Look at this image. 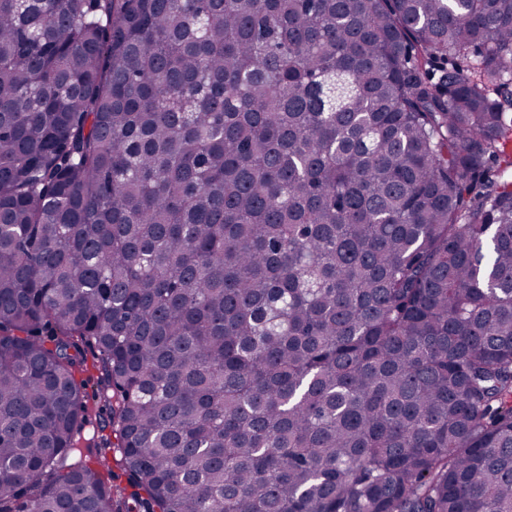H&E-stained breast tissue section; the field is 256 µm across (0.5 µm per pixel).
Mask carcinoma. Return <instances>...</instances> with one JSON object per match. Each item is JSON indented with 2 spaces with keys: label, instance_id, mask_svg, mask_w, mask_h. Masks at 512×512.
<instances>
[{
  "label": "carcinoma",
  "instance_id": "1",
  "mask_svg": "<svg viewBox=\"0 0 512 512\" xmlns=\"http://www.w3.org/2000/svg\"><path fill=\"white\" fill-rule=\"evenodd\" d=\"M509 145L512 0H0V512H512ZM84 366L83 371L78 375V378L84 381V403L86 406L85 417L86 423L79 435V444L81 446L88 445L92 440H89L93 435L96 437L104 420L109 417V407L103 399L98 395L97 381L99 371L94 366L95 358L94 352L88 347H84Z\"/></svg>",
  "mask_w": 512,
  "mask_h": 512
}]
</instances>
